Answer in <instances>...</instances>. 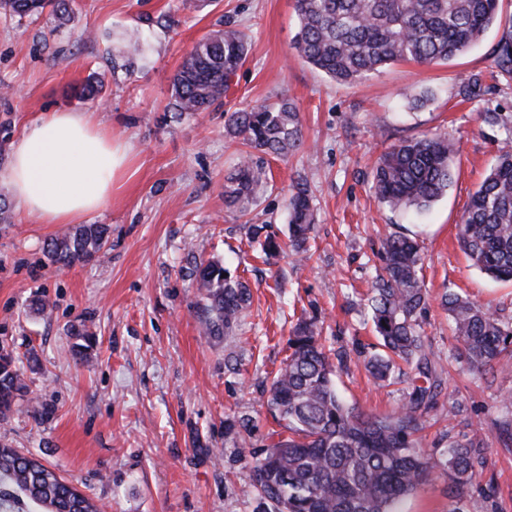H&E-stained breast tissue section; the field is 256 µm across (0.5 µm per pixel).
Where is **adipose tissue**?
Here are the masks:
<instances>
[{
	"instance_id": "obj_1",
	"label": "adipose tissue",
	"mask_w": 512,
	"mask_h": 512,
	"mask_svg": "<svg viewBox=\"0 0 512 512\" xmlns=\"http://www.w3.org/2000/svg\"><path fill=\"white\" fill-rule=\"evenodd\" d=\"M129 163L123 144L87 112H48L15 142L0 168L18 209L44 224H72L98 210Z\"/></svg>"
}]
</instances>
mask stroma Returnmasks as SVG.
I'll return each mask as SVG.
<instances>
[{"mask_svg":"<svg viewBox=\"0 0 512 512\" xmlns=\"http://www.w3.org/2000/svg\"><path fill=\"white\" fill-rule=\"evenodd\" d=\"M233 27L248 57L223 104L175 116L171 78L206 33ZM294 0H204L194 12L178 0H76L70 22H18L0 13V167L11 145L43 113L90 112L124 144L122 185L87 224L108 225L100 260L51 265L47 242L65 232L18 210L0 186L11 219L0 223V344L10 347L27 397L51 407L0 419V441L39 459L101 505L102 512H260L245 491L254 451L275 424L267 389L288 356L298 319H315L321 341L349 355L338 370L343 400L387 415L402 384L368 377L358 344L371 336L366 300L389 233L421 244L428 307L421 321L444 371L436 410L424 418L422 446L441 460L449 442L480 436L487 463L454 489L444 469L407 499L404 512H512V369L494 380L451 358L446 290L512 317V283L471 265L457 225L472 193L512 145V76L494 51L512 34V0L466 55L429 66L399 62L353 84L336 82L293 48ZM137 40L143 53L129 56ZM103 86L84 100L87 77ZM287 99L300 113L305 146L267 159V184L247 213L224 202V178L245 148L224 132V115ZM457 143L453 180L428 211L405 216L379 202L373 169L392 145L423 135ZM307 183L315 224L305 258L262 257L249 227L288 239V199ZM219 259L240 269L252 303L229 335H204L197 319L195 267ZM48 302L33 309L35 299ZM96 336L88 364L73 352L72 327ZM247 417L250 433L226 434Z\"/></svg>","mask_w":512,"mask_h":512,"instance_id":"obj_1","label":"stroma"}]
</instances>
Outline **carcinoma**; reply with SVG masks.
<instances>
[{
	"label": "carcinoma",
	"instance_id": "cac0c4a2",
	"mask_svg": "<svg viewBox=\"0 0 512 512\" xmlns=\"http://www.w3.org/2000/svg\"><path fill=\"white\" fill-rule=\"evenodd\" d=\"M74 0H0L4 13L39 19L50 12L70 19ZM500 0H295L298 56L330 78L354 84L401 61L432 65L472 49L493 26ZM241 33L219 30L203 36L187 53L172 79L175 108L204 112L224 98L246 61ZM496 66L512 74V40L500 41ZM224 130L265 155L285 158L304 145L301 119L288 100L227 112ZM457 147L446 135L403 140L390 147L375 167L378 199L393 210L423 212L452 182ZM267 182L264 163L242 156L224 180V203L247 212ZM289 248L306 249L314 208L306 184L289 198ZM250 233L263 254L273 257L280 244ZM108 240L104 224H83L51 239L50 262L73 267L95 260ZM458 241L473 266L497 281H512V149H502L496 164L472 194L459 222ZM383 262L368 298L375 342L364 357L370 376L393 379L400 365L408 384L405 402L389 415L365 414L338 396L333 377L344 354L331 357L314 321H297L289 354L274 375L267 404L283 422L249 463L248 487L262 512H401L403 501L427 481L435 468L417 433L423 416L436 404L441 369L422 335L420 319L428 305L417 240L391 234L381 245ZM198 320L207 336L232 331L250 305L246 281L218 260L197 268ZM456 342V360L473 370L492 371L512 364V319L505 320L455 291L442 295ZM27 386L13 351L0 346V417L8 418L26 400ZM488 444L477 437L448 444L443 466L455 486L469 484L484 467ZM0 479L8 490L0 505L14 498L46 512H98L74 486L36 459L0 443Z\"/></svg>",
	"mask_w": 512,
	"mask_h": 512
}]
</instances>
